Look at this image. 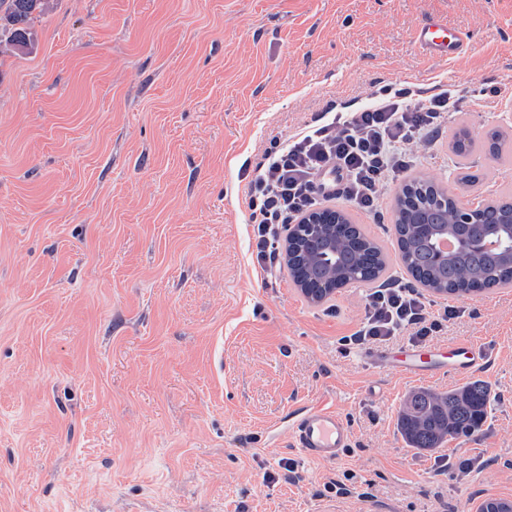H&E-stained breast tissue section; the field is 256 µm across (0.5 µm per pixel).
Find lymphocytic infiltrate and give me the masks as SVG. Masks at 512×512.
<instances>
[{"label":"lymphocytic infiltrate","mask_w":512,"mask_h":512,"mask_svg":"<svg viewBox=\"0 0 512 512\" xmlns=\"http://www.w3.org/2000/svg\"><path fill=\"white\" fill-rule=\"evenodd\" d=\"M459 109L453 90L425 96L406 84H385L371 104L351 112L329 111L324 123L291 139H271L248 187L249 222L261 270L277 266L279 240L289 224L340 197L377 215L378 200L391 174L409 169L415 151ZM365 316L343 337V348L408 335H437L458 315L457 307L434 306L417 289L392 280L368 289Z\"/></svg>","instance_id":"lymphocytic-infiltrate-1"}]
</instances>
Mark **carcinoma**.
<instances>
[{"mask_svg":"<svg viewBox=\"0 0 512 512\" xmlns=\"http://www.w3.org/2000/svg\"><path fill=\"white\" fill-rule=\"evenodd\" d=\"M50 7V0H0V54L32 51L35 40L30 21ZM452 149L461 159L471 153L465 130L454 133ZM436 195L443 196L441 185L414 178L405 182L396 196L395 206L402 218L394 225V234L408 276L424 288L450 295H463L475 288L512 287V259L495 248L471 251L462 245L468 229L456 223L453 198L446 203L431 202ZM480 215L493 236L512 242V234L504 226V220L512 215L511 191L480 208ZM290 232L301 234L299 241L310 257L302 269L290 270V276L295 282L304 279L315 293L334 279L370 284L382 273L378 243L357 224L347 225L331 241L320 231L298 224ZM444 238L455 241L456 248L437 266L433 254ZM487 405L488 389L481 381L448 393L415 389L399 411L398 430L413 448H438L449 436L469 437L480 429L487 418Z\"/></svg>","mask_w":512,"mask_h":512,"instance_id":"obj_1","label":"carcinoma"}]
</instances>
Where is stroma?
Here are the masks:
<instances>
[{
	"label": "stroma",
	"instance_id": "35a3bbf8",
	"mask_svg": "<svg viewBox=\"0 0 512 512\" xmlns=\"http://www.w3.org/2000/svg\"><path fill=\"white\" fill-rule=\"evenodd\" d=\"M430 18L467 34L455 60L412 42ZM32 52L0 55V512H477L512 502V290L452 296L427 346L489 357L486 423L433 451L397 428L406 394L462 378H402L376 356L415 340L339 342L364 285L311 304L287 267L261 274L245 203L271 138L349 110L378 82L463 107L396 175L382 223L353 212L402 276L393 203L424 175L471 205L512 190V0H53ZM465 127L477 187L457 183ZM326 405L352 442L333 463L288 444L291 416ZM468 472H461V462ZM368 501L340 495L349 474Z\"/></svg>",
	"mask_w": 512,
	"mask_h": 512
}]
</instances>
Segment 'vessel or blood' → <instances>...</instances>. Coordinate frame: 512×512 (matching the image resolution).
Masks as SVG:
<instances>
[{
  "instance_id": "vessel-or-blood-1",
  "label": "vessel or blood",
  "mask_w": 512,
  "mask_h": 512,
  "mask_svg": "<svg viewBox=\"0 0 512 512\" xmlns=\"http://www.w3.org/2000/svg\"><path fill=\"white\" fill-rule=\"evenodd\" d=\"M413 42L425 55L454 60L469 52L465 36L443 21L429 19L413 32ZM488 358L484 348L467 342L438 348H413L394 356H384L378 364L388 370L414 378L452 373L469 376L484 369ZM288 439L292 447L308 459L336 462L343 448L352 440L350 426L335 408L310 406L301 410L291 422Z\"/></svg>"
}]
</instances>
